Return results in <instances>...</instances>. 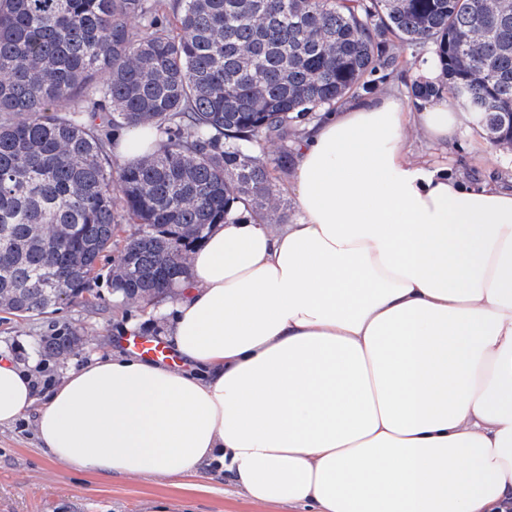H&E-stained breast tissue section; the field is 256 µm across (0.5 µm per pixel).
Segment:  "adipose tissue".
I'll list each match as a JSON object with an SVG mask.
<instances>
[{
  "label": "adipose tissue",
  "mask_w": 512,
  "mask_h": 512,
  "mask_svg": "<svg viewBox=\"0 0 512 512\" xmlns=\"http://www.w3.org/2000/svg\"><path fill=\"white\" fill-rule=\"evenodd\" d=\"M447 97L358 98L310 125L275 227L212 225L163 310L186 367L124 355L39 407L49 463L311 512H498L512 500V188L412 159L453 141ZM0 360V426L34 407ZM407 144L414 157L432 161L440 158V149L430 143L418 130L417 126L409 125L407 130Z\"/></svg>",
  "instance_id": "1"
}]
</instances>
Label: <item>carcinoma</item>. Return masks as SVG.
Returning a JSON list of instances; mask_svg holds the SVG:
<instances>
[{"instance_id": "obj_1", "label": "carcinoma", "mask_w": 512, "mask_h": 512, "mask_svg": "<svg viewBox=\"0 0 512 512\" xmlns=\"http://www.w3.org/2000/svg\"><path fill=\"white\" fill-rule=\"evenodd\" d=\"M425 51L484 132L512 119V0H0L5 311L48 313L59 271L91 292L118 240L113 292L163 296L235 202L287 223L271 181L301 125ZM140 126L157 148L113 165L111 131Z\"/></svg>"}]
</instances>
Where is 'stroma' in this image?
Returning a JSON list of instances; mask_svg holds the SVG:
<instances>
[{"instance_id": "35a3bbf8", "label": "stroma", "mask_w": 512, "mask_h": 512, "mask_svg": "<svg viewBox=\"0 0 512 512\" xmlns=\"http://www.w3.org/2000/svg\"><path fill=\"white\" fill-rule=\"evenodd\" d=\"M444 154L452 173L469 182L512 186V153L493 148L471 114H464L461 133ZM116 257L111 251L102 259L90 300L68 302L35 317L0 312V356L32 370L39 392L92 358L125 352L131 319H139L140 334L165 337L166 322L150 314L149 304H127L113 293L109 271ZM64 330L75 333L79 342L59 359L42 340ZM37 414L30 409L25 420L0 427V512H144L156 499L167 501L169 512H307L300 506L251 504L223 472L212 469L202 470L193 488L178 489L161 478H103L49 464L35 432Z\"/></svg>"}]
</instances>
